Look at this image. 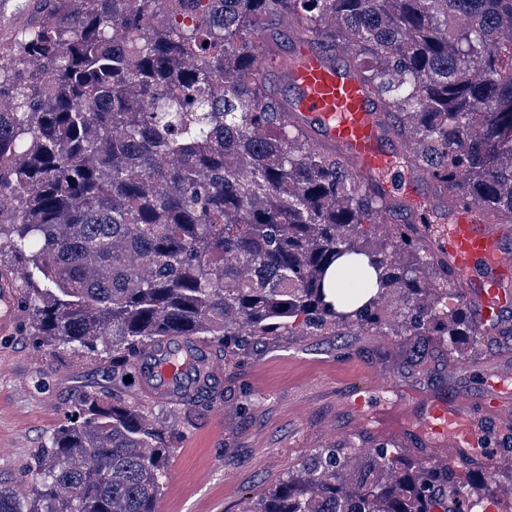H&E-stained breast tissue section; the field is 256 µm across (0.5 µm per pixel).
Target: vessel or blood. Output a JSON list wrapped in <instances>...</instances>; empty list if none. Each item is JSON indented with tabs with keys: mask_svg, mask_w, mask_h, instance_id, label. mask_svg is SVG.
<instances>
[{
	"mask_svg": "<svg viewBox=\"0 0 512 512\" xmlns=\"http://www.w3.org/2000/svg\"><path fill=\"white\" fill-rule=\"evenodd\" d=\"M289 90L288 109L313 134L318 146L337 148L362 185L385 200L405 205L426 241L467 292L481 335L512 326V250L505 246L506 228L490 222L477 204L463 202L442 213L436 196L420 188L422 171L408 147L393 143L383 123L387 109L359 72L314 46L297 43L283 71ZM18 275L0 272V334L13 325ZM143 387L154 396L180 402L215 377L216 366L206 347L173 338L147 348L136 361ZM512 401V376L485 374L482 393L454 387L448 396L403 391L397 426L419 429L426 447L450 448L459 461L487 464L496 452L475 448L476 434L493 433L499 446L512 445V426L502 420Z\"/></svg>",
	"mask_w": 512,
	"mask_h": 512,
	"instance_id": "b4317fda",
	"label": "vessel or blood"
}]
</instances>
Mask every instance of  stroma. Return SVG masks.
Wrapping results in <instances>:
<instances>
[{
    "label": "stroma",
    "mask_w": 512,
    "mask_h": 512,
    "mask_svg": "<svg viewBox=\"0 0 512 512\" xmlns=\"http://www.w3.org/2000/svg\"><path fill=\"white\" fill-rule=\"evenodd\" d=\"M40 6L0 0V52L12 53ZM13 317L0 335V486H18L74 403L95 392L138 401L172 431L158 512H244L312 450L335 443L389 442L425 459L423 443L394 428L399 388L444 394L456 381L476 391L486 371L512 366V335L479 336L453 354L432 339L415 352L404 336H270L220 368L216 397L189 408L113 380L107 362L37 346L27 312L15 307ZM362 387L372 409L361 419L349 401Z\"/></svg>",
    "instance_id": "1"
}]
</instances>
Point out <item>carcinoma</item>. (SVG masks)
I'll return each instance as SVG.
<instances>
[{"instance_id": "cac0c4a2", "label": "carcinoma", "mask_w": 512, "mask_h": 512, "mask_svg": "<svg viewBox=\"0 0 512 512\" xmlns=\"http://www.w3.org/2000/svg\"><path fill=\"white\" fill-rule=\"evenodd\" d=\"M0 61V249L22 258L35 340L112 357L170 336L244 356L267 336L478 335L425 240L315 149L256 71L297 20L332 40L446 206L512 222V0H50ZM374 272L370 285L368 272ZM376 288L356 310L348 302ZM84 394L0 512H157L170 436ZM494 465L319 448L247 512H512Z\"/></svg>"}]
</instances>
